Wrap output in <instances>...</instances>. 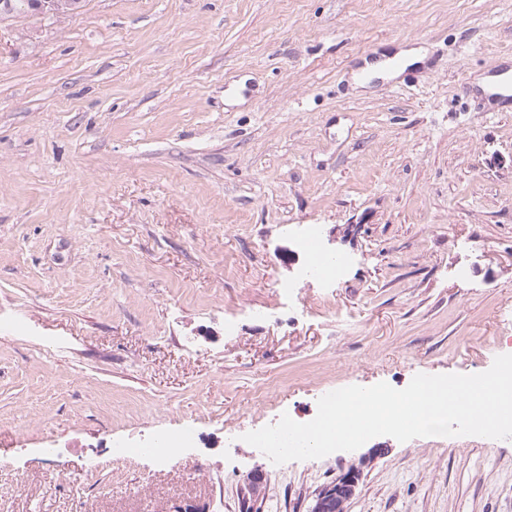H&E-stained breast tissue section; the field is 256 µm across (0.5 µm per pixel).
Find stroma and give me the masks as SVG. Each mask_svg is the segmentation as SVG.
I'll list each match as a JSON object with an SVG mask.
<instances>
[{"label":"stroma","mask_w":512,"mask_h":512,"mask_svg":"<svg viewBox=\"0 0 512 512\" xmlns=\"http://www.w3.org/2000/svg\"><path fill=\"white\" fill-rule=\"evenodd\" d=\"M394 45L429 58L363 91ZM512 0H85L0 17V512H512V439L262 466L323 395L488 370L512 339ZM348 257L326 287L301 236ZM192 429L168 465L114 441ZM63 449L62 462L47 449ZM96 470H88L89 459ZM366 457L359 460L358 464L349 466L336 480L335 483L325 485L320 489L316 497V504L312 512H322L324 504L330 500L337 502L336 512H344L346 503L354 496L363 474Z\"/></svg>","instance_id":"stroma-1"}]
</instances>
